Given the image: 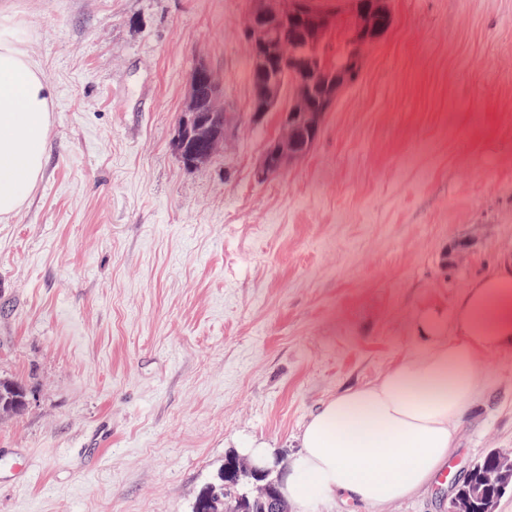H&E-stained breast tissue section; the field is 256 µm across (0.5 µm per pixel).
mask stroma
<instances>
[{
	"label": "stroma",
	"mask_w": 512,
	"mask_h": 512,
	"mask_svg": "<svg viewBox=\"0 0 512 512\" xmlns=\"http://www.w3.org/2000/svg\"><path fill=\"white\" fill-rule=\"evenodd\" d=\"M392 29L300 161L254 170L249 0H0L53 90L41 180L0 217V512H191L241 440L289 460L330 397L417 349L512 256V0H390ZM205 62L232 114L185 166L175 138ZM448 467L384 512H448L466 472L512 452V349ZM112 431L99 466L77 449ZM28 389L18 381L0 380V414L13 413L27 404Z\"/></svg>",
	"instance_id": "1"
}]
</instances>
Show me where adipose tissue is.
Returning a JSON list of instances; mask_svg holds the SVG:
<instances>
[{
    "instance_id": "adipose-tissue-1",
    "label": "adipose tissue",
    "mask_w": 512,
    "mask_h": 512,
    "mask_svg": "<svg viewBox=\"0 0 512 512\" xmlns=\"http://www.w3.org/2000/svg\"><path fill=\"white\" fill-rule=\"evenodd\" d=\"M52 98L20 32L0 19V216L42 176ZM419 333L422 346L385 376L329 398L305 424L280 485L297 512L339 498L382 512L446 468L481 391L478 355L512 349V259L473 280L448 317L425 312Z\"/></svg>"
}]
</instances>
